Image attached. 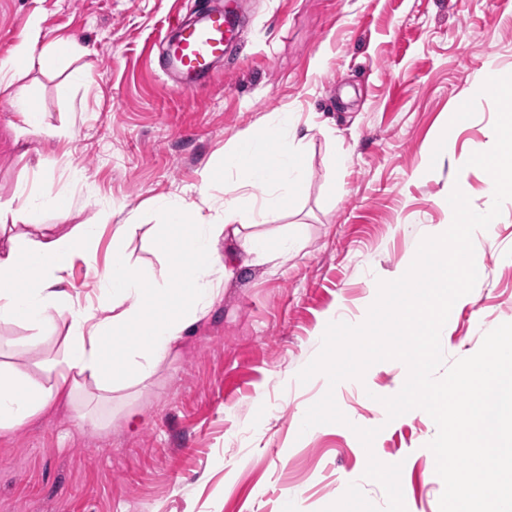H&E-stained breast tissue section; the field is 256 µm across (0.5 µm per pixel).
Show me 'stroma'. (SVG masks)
Returning a JSON list of instances; mask_svg holds the SVG:
<instances>
[{"instance_id": "stroma-1", "label": "stroma", "mask_w": 512, "mask_h": 512, "mask_svg": "<svg viewBox=\"0 0 512 512\" xmlns=\"http://www.w3.org/2000/svg\"><path fill=\"white\" fill-rule=\"evenodd\" d=\"M219 4L0 0L6 49L35 19L39 46L72 39L89 49L19 77L41 113L24 138L0 92V202L25 183L66 190L73 208L44 213L50 230L138 210L143 228L130 250L160 268L154 198L195 196L202 167L221 163L225 144L261 118L291 110L312 127L305 185L281 218L303 225L302 251L277 271L236 274L161 370L115 394L111 407L81 397L0 432V512H282L288 491L295 512H323L354 480L382 508V486L361 478L371 453L401 464L409 512H439L444 485L428 447L435 423L410 412L387 419L363 396L397 394L392 361L336 390L347 424L303 436L294 415L328 384L297 375L336 310L366 317L378 282L394 280L428 229L447 223L449 160L495 138L496 105L474 98L473 87L487 62L512 69V0H244L233 58L195 91H178L160 68L168 21ZM471 98L474 116L444 161L427 164L449 112ZM52 128L67 139L49 137ZM339 148L351 159L337 174ZM475 257L484 279L441 335L449 364L512 323V199ZM357 426L377 429L372 451Z\"/></svg>"}]
</instances>
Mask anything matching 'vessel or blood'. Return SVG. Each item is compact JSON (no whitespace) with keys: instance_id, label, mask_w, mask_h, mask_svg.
Listing matches in <instances>:
<instances>
[{"instance_id":"1","label":"vessel or blood","mask_w":512,"mask_h":512,"mask_svg":"<svg viewBox=\"0 0 512 512\" xmlns=\"http://www.w3.org/2000/svg\"><path fill=\"white\" fill-rule=\"evenodd\" d=\"M240 0H224L219 8L197 18L174 17L168 23L163 67L177 79L179 90L191 91L203 84L216 64L228 57L235 36Z\"/></svg>"}]
</instances>
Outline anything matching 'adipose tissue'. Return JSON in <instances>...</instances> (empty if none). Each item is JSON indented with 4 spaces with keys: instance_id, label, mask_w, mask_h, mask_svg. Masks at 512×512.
<instances>
[{
    "instance_id": "adipose-tissue-1",
    "label": "adipose tissue",
    "mask_w": 512,
    "mask_h": 512,
    "mask_svg": "<svg viewBox=\"0 0 512 512\" xmlns=\"http://www.w3.org/2000/svg\"><path fill=\"white\" fill-rule=\"evenodd\" d=\"M30 37L0 58V90L23 116L24 136L40 124L37 103L14 91L19 72L49 70L64 56L82 53L74 40L35 52ZM299 117L281 112L224 147V163L207 164L196 199L159 197L164 222L154 244L164 258L161 274L133 261L128 246L138 224L111 211L112 254L97 277L94 295L68 287L76 261L94 265L99 227L77 224L45 234L41 216L69 213L70 199L34 185L17 191L18 205L0 204V323L23 326L26 345L41 349L35 365H0V431H14L61 399L93 385L98 399L151 379L187 330L207 317L237 270L275 268L299 252L297 234L281 226L307 177ZM269 154L261 167L250 156ZM64 329L63 349L43 350L49 331Z\"/></svg>"
}]
</instances>
